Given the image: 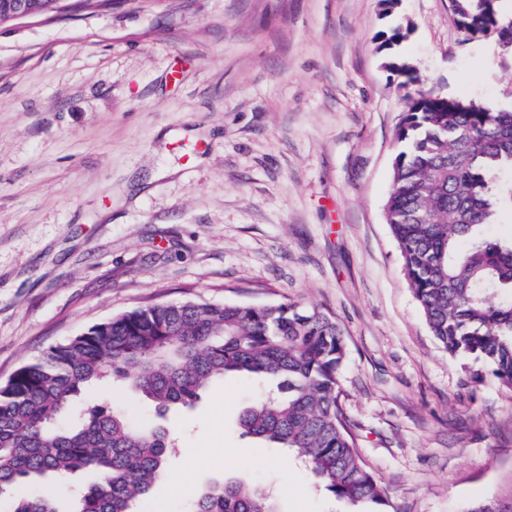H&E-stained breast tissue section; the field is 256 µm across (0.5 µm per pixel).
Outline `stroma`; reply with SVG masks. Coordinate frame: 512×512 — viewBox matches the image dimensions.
Returning a JSON list of instances; mask_svg holds the SVG:
<instances>
[{"mask_svg":"<svg viewBox=\"0 0 512 512\" xmlns=\"http://www.w3.org/2000/svg\"><path fill=\"white\" fill-rule=\"evenodd\" d=\"M392 25L409 33L381 48ZM420 90L510 111L512 51L464 38L451 0H66L0 24V383L145 305L315 308L342 331L340 404L387 512L512 494V388L435 342L385 218ZM258 393L230 375L171 410L184 491L158 483L133 512L225 478L276 489L279 512H348L240 435ZM102 401L157 421L120 385L81 399Z\"/></svg>","mask_w":512,"mask_h":512,"instance_id":"1","label":"stroma"}]
</instances>
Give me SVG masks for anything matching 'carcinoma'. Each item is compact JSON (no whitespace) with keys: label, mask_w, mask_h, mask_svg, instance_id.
Masks as SVG:
<instances>
[{"label":"carcinoma","mask_w":512,"mask_h":512,"mask_svg":"<svg viewBox=\"0 0 512 512\" xmlns=\"http://www.w3.org/2000/svg\"><path fill=\"white\" fill-rule=\"evenodd\" d=\"M466 36L493 34L512 49V17L498 0H459ZM400 149L385 203L405 276L434 339L448 354L482 360L512 387V242L481 235L497 201L492 175L512 165V112L474 100L455 106L421 91L398 128ZM345 345L336 321L295 305L183 301L139 307L52 345L0 385V494L51 474L94 482L66 509L50 496L12 502L10 512H132L175 448L160 426L135 427L94 405L62 427L58 417L94 382L110 379L158 413L192 407L211 383L246 374L271 386L238 418L245 436L308 462L320 486L353 507L387 504L365 469L339 403ZM187 512H279L265 489L214 482Z\"/></svg>","instance_id":"obj_1"}]
</instances>
